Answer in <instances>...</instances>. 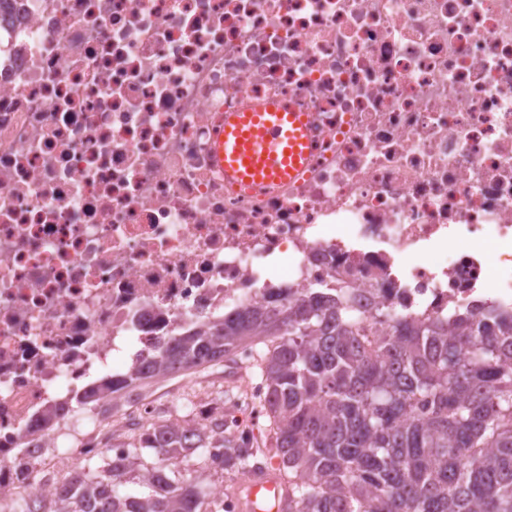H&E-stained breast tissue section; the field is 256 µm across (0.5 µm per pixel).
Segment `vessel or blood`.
Returning a JSON list of instances; mask_svg holds the SVG:
<instances>
[{
	"instance_id": "vessel-or-blood-1",
	"label": "vessel or blood",
	"mask_w": 512,
	"mask_h": 512,
	"mask_svg": "<svg viewBox=\"0 0 512 512\" xmlns=\"http://www.w3.org/2000/svg\"><path fill=\"white\" fill-rule=\"evenodd\" d=\"M307 117L277 103L253 111L231 112L224 118L219 161L225 179L244 183L278 184L301 168L309 150ZM239 499L242 512H257L260 499L273 497L284 512L286 493L267 472L251 475Z\"/></svg>"
}]
</instances>
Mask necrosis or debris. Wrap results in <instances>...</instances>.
I'll return each instance as SVG.
<instances>
[{
  "mask_svg": "<svg viewBox=\"0 0 512 512\" xmlns=\"http://www.w3.org/2000/svg\"><path fill=\"white\" fill-rule=\"evenodd\" d=\"M264 100L304 166L228 183L224 115ZM341 278L366 315L512 310V0H0V512H69L46 474L152 421L115 394L59 451L44 410L114 354Z\"/></svg>",
  "mask_w": 512,
  "mask_h": 512,
  "instance_id": "4bbe7bcc",
  "label": "necrosis or debris"
}]
</instances>
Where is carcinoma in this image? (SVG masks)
<instances>
[{"instance_id": "cac0c4a2", "label": "carcinoma", "mask_w": 512, "mask_h": 512, "mask_svg": "<svg viewBox=\"0 0 512 512\" xmlns=\"http://www.w3.org/2000/svg\"><path fill=\"white\" fill-rule=\"evenodd\" d=\"M374 320L377 336L338 287L268 288L264 303L183 328L74 402L82 410L247 347L269 447L226 453L223 464L245 475L278 459L285 512H512V313L415 320L381 307ZM230 443L220 395L194 439L160 415L131 431L125 453L84 462L56 494L75 512H211L204 485Z\"/></svg>"}]
</instances>
